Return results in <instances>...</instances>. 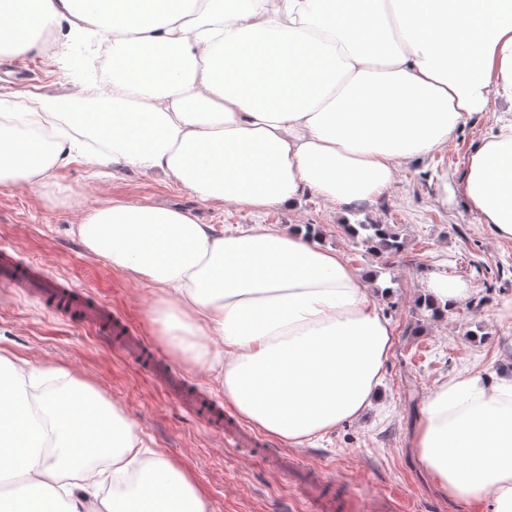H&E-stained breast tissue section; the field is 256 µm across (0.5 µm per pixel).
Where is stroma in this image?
I'll list each match as a JSON object with an SVG mask.
<instances>
[{
	"label": "stroma",
	"instance_id": "stroma-1",
	"mask_svg": "<svg viewBox=\"0 0 512 512\" xmlns=\"http://www.w3.org/2000/svg\"><path fill=\"white\" fill-rule=\"evenodd\" d=\"M67 24L44 38L38 53L0 56V92L56 97L82 89L67 56L55 46ZM512 103L474 115L447 146L401 164L379 198L350 206L307 192L292 207L261 213L230 203L197 201L172 179L103 166L86 150L61 168L52 183L0 185V251L44 265L50 276L103 303L149 347L146 362L120 351L121 334L98 332L80 316L58 315L35 290L0 283V351L43 369L61 367L94 385L135 422L150 451L180 464L202 487L210 512H313L306 500L312 478L335 489L336 512H376L387 496L392 512H490L441 492L418 462L412 435L427 397L460 373L487 379L512 373V240L478 223L458 191L467 159ZM161 203L189 210L203 224L244 230L273 224L311 229L324 246L369 276L381 313L394 327V344L366 412L333 432L299 446L272 440L277 454L302 461L284 473L255 448L225 446L220 433L185 412L180 391L200 390L215 402L224 391L213 374L186 362L151 324L154 289L92 256L72 234L83 212L113 201ZM353 224H388L403 246L388 254L351 235ZM447 275L469 290L466 302L438 319L419 308L431 277Z\"/></svg>",
	"mask_w": 512,
	"mask_h": 512
}]
</instances>
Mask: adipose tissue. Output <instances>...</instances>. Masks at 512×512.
Returning <instances> with one entry per match:
<instances>
[{"label": "adipose tissue", "instance_id": "obj_1", "mask_svg": "<svg viewBox=\"0 0 512 512\" xmlns=\"http://www.w3.org/2000/svg\"><path fill=\"white\" fill-rule=\"evenodd\" d=\"M63 22L112 49L104 107L66 119L54 101L0 93V185L49 182L90 126L108 134L113 165L164 173L202 202L262 212L310 191L347 206L512 102V0H0V55L40 51ZM460 191L512 239V120L472 151ZM73 231L156 289L151 320L168 345L216 372L225 405L266 435L300 445L369 405L394 329L359 271L318 240L266 224L219 232L124 201ZM413 446L442 492L512 512V374L442 383ZM0 475L19 480L0 512H210L193 476L147 456L94 386L3 353Z\"/></svg>", "mask_w": 512, "mask_h": 512}]
</instances>
